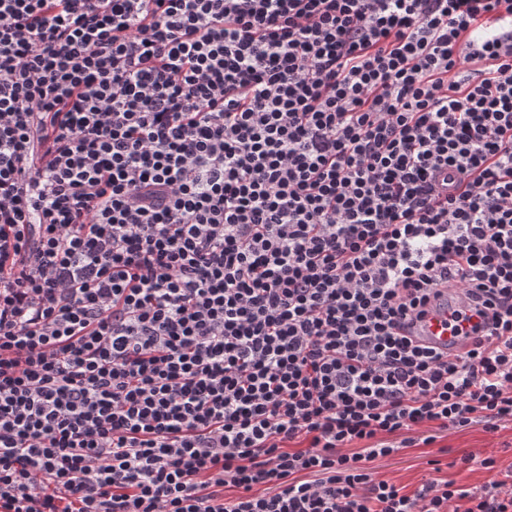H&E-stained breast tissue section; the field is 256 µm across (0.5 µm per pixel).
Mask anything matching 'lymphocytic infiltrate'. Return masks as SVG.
<instances>
[{"mask_svg":"<svg viewBox=\"0 0 512 512\" xmlns=\"http://www.w3.org/2000/svg\"><path fill=\"white\" fill-rule=\"evenodd\" d=\"M502 421L512 0H0V512H512L369 468ZM454 310L466 311L467 303L461 294L448 290V294L444 292L431 302L423 318L414 320L409 336L443 353L465 351L470 336H455L448 326V315ZM466 314L470 315V312L466 311Z\"/></svg>","mask_w":512,"mask_h":512,"instance_id":"f902f5d3","label":"lymphocytic infiltrate"}]
</instances>
